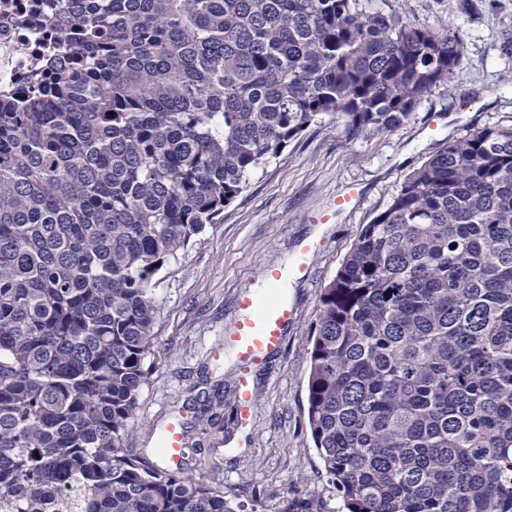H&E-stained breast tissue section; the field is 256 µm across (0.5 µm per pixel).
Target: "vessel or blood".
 <instances>
[{
	"label": "vessel or blood",
	"mask_w": 512,
	"mask_h": 512,
	"mask_svg": "<svg viewBox=\"0 0 512 512\" xmlns=\"http://www.w3.org/2000/svg\"><path fill=\"white\" fill-rule=\"evenodd\" d=\"M310 248H303L290 262L288 270H266L254 281L252 288L238 297V320L230 336L217 342L214 353L232 347L240 371L237 379L238 423L248 426L255 409L251 380L253 371L261 368L268 357L278 351L285 332L295 320V308L279 282L284 272L298 279L306 278L309 271ZM168 465H179L182 457V433L178 423H168L163 430Z\"/></svg>",
	"instance_id": "1"
}]
</instances>
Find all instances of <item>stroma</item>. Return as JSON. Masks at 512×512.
<instances>
[{"label":"stroma","mask_w":512,"mask_h":512,"mask_svg":"<svg viewBox=\"0 0 512 512\" xmlns=\"http://www.w3.org/2000/svg\"><path fill=\"white\" fill-rule=\"evenodd\" d=\"M365 6L458 30L466 57L451 87L434 89L390 132L353 135L331 116L311 124L155 278L160 312L128 445L137 452L153 448L183 405L223 382L224 431L202 439L184 470L197 482L220 484L246 512H291L312 497L322 500L325 512H336V489L307 424L309 336L321 291L362 227L414 168L469 126L512 125V51L506 48L512 0H366ZM352 187L358 198L335 211L336 198ZM322 214L327 222L316 223ZM310 240L309 275L290 291L296 318L282 348L254 372L257 408L248 429H240L239 367L232 349L217 358L212 348L231 333L239 294Z\"/></svg>","instance_id":"1"}]
</instances>
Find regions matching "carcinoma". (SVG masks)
I'll return each mask as SVG.
<instances>
[{"instance_id":"1","label":"carcinoma","mask_w":512,"mask_h":512,"mask_svg":"<svg viewBox=\"0 0 512 512\" xmlns=\"http://www.w3.org/2000/svg\"><path fill=\"white\" fill-rule=\"evenodd\" d=\"M0 98V512H245L126 446L155 276L323 115L391 131L464 43L361 0H44ZM307 423L339 512H512V125L414 169L323 289ZM224 405L183 420L206 435ZM36 0H0V97L17 94L26 78L50 62L63 63L62 38L50 23L35 29L29 22V7Z\"/></svg>"}]
</instances>
